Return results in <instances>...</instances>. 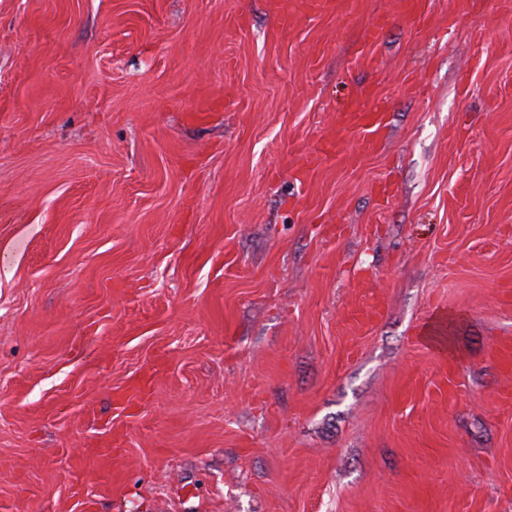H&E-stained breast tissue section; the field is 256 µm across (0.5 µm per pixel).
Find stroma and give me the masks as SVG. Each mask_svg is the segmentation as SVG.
Instances as JSON below:
<instances>
[{"label":"stroma","mask_w":512,"mask_h":512,"mask_svg":"<svg viewBox=\"0 0 512 512\" xmlns=\"http://www.w3.org/2000/svg\"><path fill=\"white\" fill-rule=\"evenodd\" d=\"M427 9L0 0V512H512V0ZM342 0H266L267 12L278 21L281 30L288 31L295 12L312 14L335 13L342 8ZM399 3L400 13L417 26L426 25L429 13L426 8V0H401ZM337 116L340 129H356L362 132L361 150L363 152H371L377 148L379 134L385 126L384 108L375 105L372 108L363 109L354 103L351 107H346L339 112ZM342 159V153L339 145L334 137H328L322 146L313 152H309L303 156L299 172L302 176H306L313 166L323 163L328 159Z\"/></svg>","instance_id":"obj_1"}]
</instances>
